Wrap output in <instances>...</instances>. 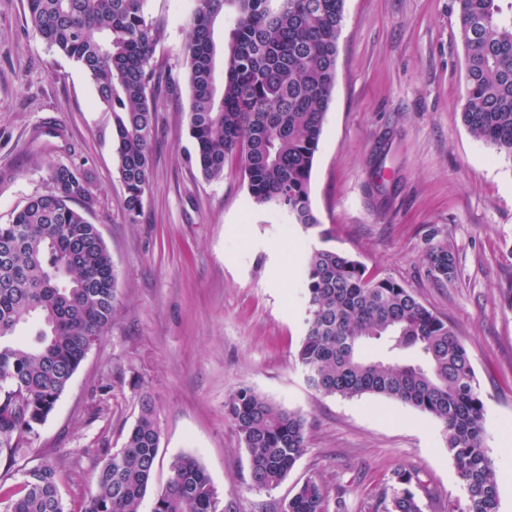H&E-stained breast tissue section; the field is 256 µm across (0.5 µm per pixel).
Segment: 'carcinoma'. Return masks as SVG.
Listing matches in <instances>:
<instances>
[{"label":"carcinoma","instance_id":"cac0c4a2","mask_svg":"<svg viewBox=\"0 0 512 512\" xmlns=\"http://www.w3.org/2000/svg\"><path fill=\"white\" fill-rule=\"evenodd\" d=\"M148 0H27L28 24L50 49L79 63L112 113L123 210L140 216L152 176L150 136L161 86L153 66L161 29ZM500 0H456L465 47L462 120L472 135L512 157V13ZM344 0H194L184 65L190 86L188 129L207 180L238 156L253 200L272 204L307 233L318 227L310 200L315 153L336 79ZM234 13L227 43L214 39ZM222 60L224 83L214 79ZM87 173L52 164L49 189L0 224V457L30 454L90 349L112 324L117 272L97 225ZM430 273L455 272L448 245L427 254ZM306 335L297 361L309 387L325 396L374 394L409 405L443 424L448 453L466 494V512H499L493 461L485 448L484 403L469 354L448 322L398 282L370 273L333 249L312 246L304 269ZM43 327L16 336L29 319ZM378 343L377 357L363 354ZM250 455L258 489L278 486L307 451V423L249 387L224 402ZM160 431L151 397L122 448L95 473L83 512H139L159 460ZM170 478L152 512H217V493L190 454L169 464ZM432 499L415 471L394 473L382 512H424ZM9 512H64L59 463L44 455L26 469ZM281 512H329L322 486L304 482Z\"/></svg>","mask_w":512,"mask_h":512}]
</instances>
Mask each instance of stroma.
<instances>
[{
	"label": "stroma",
	"instance_id": "35a3bbf8",
	"mask_svg": "<svg viewBox=\"0 0 512 512\" xmlns=\"http://www.w3.org/2000/svg\"><path fill=\"white\" fill-rule=\"evenodd\" d=\"M193 0H148L163 27L153 63L184 79ZM336 79L315 154L310 199L319 227L303 232L254 203L238 158L208 181L194 162L189 92L157 95L152 178L136 223L123 211L112 115L76 62L30 31L27 0H0V224L49 188L48 166L87 171L96 224L118 272L117 311L46 422L32 454L60 465L66 512H81L104 451L121 448L150 393L160 460L140 512H152L170 460L195 456L220 512H279L296 484L343 493L347 512H375L397 469L435 498L464 503L441 424L373 394L324 396L305 382L306 251L324 243L401 283L451 324L468 351L485 407L486 448L500 512H512V158L477 140L461 117L465 48L454 0H344ZM63 131L34 139L45 123ZM448 244L447 282L426 254ZM249 386L304 415L308 450L277 488L252 485L249 455L224 399Z\"/></svg>",
	"mask_w": 512,
	"mask_h": 512
}]
</instances>
